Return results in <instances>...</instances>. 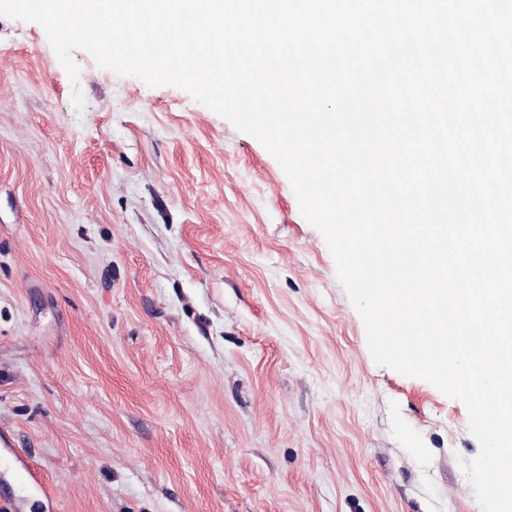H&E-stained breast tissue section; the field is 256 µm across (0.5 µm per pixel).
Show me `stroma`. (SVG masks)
<instances>
[{
    "label": "stroma",
    "instance_id": "1",
    "mask_svg": "<svg viewBox=\"0 0 512 512\" xmlns=\"http://www.w3.org/2000/svg\"><path fill=\"white\" fill-rule=\"evenodd\" d=\"M0 17V512H481L265 147ZM49 483L51 494L33 485Z\"/></svg>",
    "mask_w": 512,
    "mask_h": 512
}]
</instances>
